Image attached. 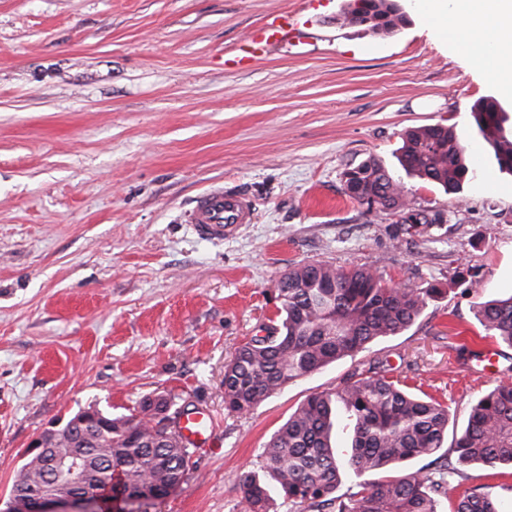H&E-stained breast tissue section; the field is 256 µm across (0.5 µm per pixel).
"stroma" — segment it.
<instances>
[{"instance_id": "obj_1", "label": "stroma", "mask_w": 512, "mask_h": 512, "mask_svg": "<svg viewBox=\"0 0 512 512\" xmlns=\"http://www.w3.org/2000/svg\"><path fill=\"white\" fill-rule=\"evenodd\" d=\"M344 0H0V500L42 432L79 411L130 414L153 392L214 417L212 445L151 512H243L235 484L307 397L383 363L415 394L471 406L512 383L488 370L479 303L512 294V175L472 127L495 84L427 29L414 0L394 37L337 23ZM279 41L232 66L247 35ZM454 126L475 180L457 195L409 177L403 133ZM375 158L437 224H400L349 198L343 173ZM253 196L235 238L184 219L211 187ZM362 265L438 287L407 330L281 389L224 408V364L275 321L299 263ZM492 344V343H491ZM480 489L512 512V468L463 467L439 512Z\"/></svg>"}]
</instances>
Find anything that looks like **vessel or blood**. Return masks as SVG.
Returning a JSON list of instances; mask_svg holds the SVG:
<instances>
[{"instance_id":"vessel-or-blood-1","label":"vessel or blood","mask_w":512,"mask_h":512,"mask_svg":"<svg viewBox=\"0 0 512 512\" xmlns=\"http://www.w3.org/2000/svg\"><path fill=\"white\" fill-rule=\"evenodd\" d=\"M253 213L249 194L215 188L196 198L186 221L199 237L221 241L235 237L242 225L251 222ZM179 430L189 443L207 446L213 439V420L204 412L186 415L180 419Z\"/></svg>"}]
</instances>
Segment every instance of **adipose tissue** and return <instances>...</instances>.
<instances>
[{
    "instance_id": "obj_1",
    "label": "adipose tissue",
    "mask_w": 512,
    "mask_h": 512,
    "mask_svg": "<svg viewBox=\"0 0 512 512\" xmlns=\"http://www.w3.org/2000/svg\"><path fill=\"white\" fill-rule=\"evenodd\" d=\"M427 28L512 99V0H417Z\"/></svg>"
}]
</instances>
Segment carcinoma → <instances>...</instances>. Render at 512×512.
I'll return each instance as SVG.
<instances>
[{
  "label": "carcinoma",
  "instance_id": "1",
  "mask_svg": "<svg viewBox=\"0 0 512 512\" xmlns=\"http://www.w3.org/2000/svg\"><path fill=\"white\" fill-rule=\"evenodd\" d=\"M385 0H348L343 19L369 15L378 20L369 33L392 36L401 22L389 17ZM501 103L478 100L471 116L492 148L500 169L512 172V134L503 130ZM399 162L410 175L458 194L475 178L454 126L414 127L403 136ZM363 190L378 198V209L402 215L410 209L404 189L382 163L370 158L354 167ZM275 289L278 320L238 346L224 365V408L248 413L276 391L327 365L354 357L372 341L408 329L437 288L384 283L366 267L298 264L280 277ZM486 335L512 347V296L477 307ZM349 427L350 446L341 456L332 445L338 411ZM109 427L94 425L81 433L61 434L53 454H78L85 481L102 493L123 497L146 489L160 500L179 488L190 471L191 456L178 428L166 431L153 410L110 416ZM448 433V407L424 401L397 385L379 367L356 369L344 385L314 394L290 414L266 442L257 469L236 475L246 512H276L275 496L308 512H438L437 497L448 495L450 474L465 464L512 466V384L491 389L469 412L467 424L443 455L438 477L418 472L358 482L347 498L336 494L342 476L359 478L390 465L433 456ZM67 490L48 458L31 457L11 486L6 509L20 512L40 496ZM453 512H500L488 493L464 492Z\"/></svg>",
  "mask_w": 512,
  "mask_h": 512
}]
</instances>
